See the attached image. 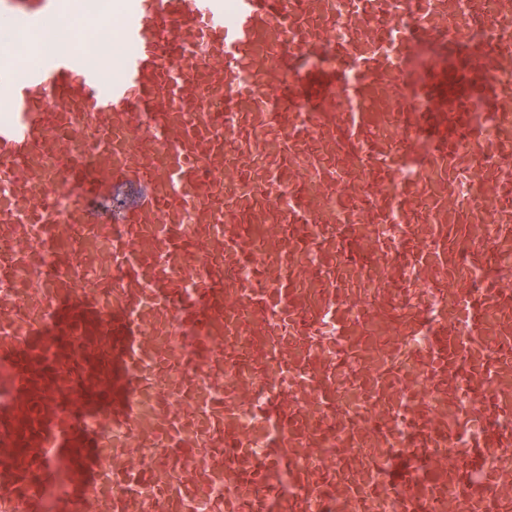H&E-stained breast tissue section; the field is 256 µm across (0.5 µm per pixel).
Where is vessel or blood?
Segmentation results:
<instances>
[{"instance_id":"obj_1","label":"vessel or blood","mask_w":512,"mask_h":512,"mask_svg":"<svg viewBox=\"0 0 512 512\" xmlns=\"http://www.w3.org/2000/svg\"><path fill=\"white\" fill-rule=\"evenodd\" d=\"M469 4L119 0L107 90L0 46V512H512V0Z\"/></svg>"}]
</instances>
